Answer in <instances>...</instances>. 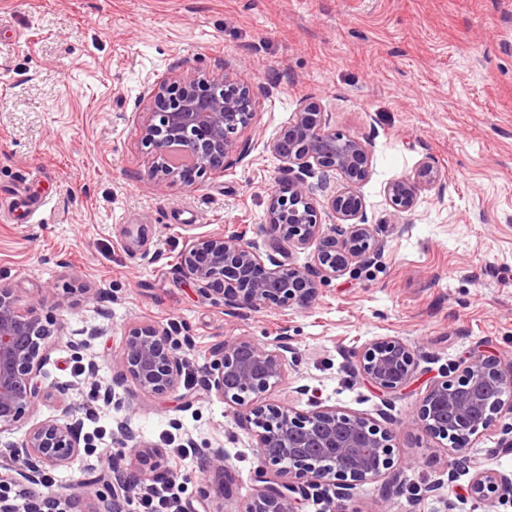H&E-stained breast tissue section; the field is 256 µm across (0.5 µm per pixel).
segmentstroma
Listing matches in <instances>:
<instances>
[{"instance_id":"35a3bbf8","label":"stroma","mask_w":512,"mask_h":512,"mask_svg":"<svg viewBox=\"0 0 512 512\" xmlns=\"http://www.w3.org/2000/svg\"><path fill=\"white\" fill-rule=\"evenodd\" d=\"M186 70L217 80L245 74L271 93L253 105L242 164L159 187L140 137V115L152 109L144 92ZM303 99L336 129L371 138L358 191L387 248L376 266L323 284L309 308L226 314L218 296H201L180 276L179 256L195 237L265 223L270 194L288 180L268 144ZM424 161L445 187L421 191L397 233L386 222V187ZM23 183L46 204L30 223H0V285L24 307L52 288L57 303L42 314L65 334L90 326L101 334L77 355L56 347L45 370L72 385L68 402L48 397L0 441L81 413L91 360L124 402L85 423L92 450L52 470L53 494L77 493L79 480L106 469L123 413L138 441L158 451L193 439L180 462L186 512H195L202 482L212 512H239L261 487L254 439L197 383L224 340L266 341L284 327L300 360L272 399L374 421L385 406L396 424L400 478L359 486L335 512H512L511 495L472 497V470L451 468L446 445L409 425L430 383L468 352L512 360V0H0V193ZM136 322L192 337L182 353L191 403L147 399L120 380L125 332ZM379 336L401 337L420 355L412 384L386 399L347 358ZM511 427L502 413L471 456L511 473L512 452L497 447ZM217 447L225 472L203 470L200 457Z\"/></svg>"}]
</instances>
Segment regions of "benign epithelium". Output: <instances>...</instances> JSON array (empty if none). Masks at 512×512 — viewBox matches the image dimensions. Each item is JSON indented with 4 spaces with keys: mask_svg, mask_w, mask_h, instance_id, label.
I'll return each instance as SVG.
<instances>
[{
    "mask_svg": "<svg viewBox=\"0 0 512 512\" xmlns=\"http://www.w3.org/2000/svg\"><path fill=\"white\" fill-rule=\"evenodd\" d=\"M155 111L141 123L142 142L154 150L149 175L157 183L192 182L209 171L230 169L250 154V144L238 139L253 119V100L270 89L242 76L222 84L196 71L150 85ZM368 140L340 131L319 106L299 102L293 122L268 148L294 176L271 196L263 239L233 231L192 240L180 257L179 271L204 296L218 295L224 311L305 309L329 280L377 264L386 241L367 223L365 204L357 186L369 175ZM336 174L346 188L328 200L332 224L324 228L315 196ZM317 177V182L310 178ZM442 185L440 171L423 161L411 176L387 186L391 210L387 222L401 230L404 218L421 190ZM315 246L314 264L299 267L286 262L285 244ZM63 333L43 321L39 307L21 308L11 289L0 286V433L15 426L42 400L47 389L45 365L52 345ZM190 336H176L157 324L129 327L122 349L123 377L146 397H165L179 391L184 372L180 354ZM363 379L381 393L405 388L419 367L418 353L398 336L378 337L353 352ZM299 363L288 326L271 341L236 338L215 348L201 378L200 389L235 408L255 439L258 478L264 483L257 497L240 512H299L310 491L332 488L348 498L357 486L400 471L394 462V429L368 418L328 406L298 412L266 395ZM98 364L86 366L91 398L115 400L111 387L97 381ZM508 410L512 415V361L486 350L462 357L456 376L433 381L411 425L428 438L449 443L463 455L476 439ZM121 448L138 450L152 471L160 468L153 452L138 443L126 417L115 419ZM82 418L65 422L45 419L30 426L17 444L0 446V488L25 484L31 512H56L59 498L46 495L45 471L65 466L77 457L86 439ZM105 480L107 494L91 512H132L144 486L142 475L121 467L114 454ZM471 494L488 498L512 491V474L472 465Z\"/></svg>",
    "mask_w": 512,
    "mask_h": 512,
    "instance_id": "benign-epithelium-1",
    "label": "benign epithelium"
}]
</instances>
